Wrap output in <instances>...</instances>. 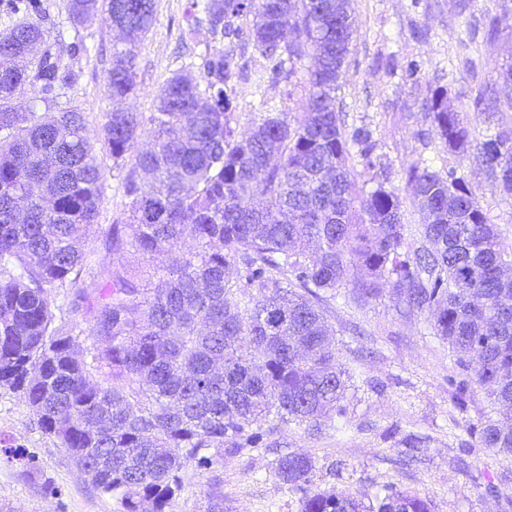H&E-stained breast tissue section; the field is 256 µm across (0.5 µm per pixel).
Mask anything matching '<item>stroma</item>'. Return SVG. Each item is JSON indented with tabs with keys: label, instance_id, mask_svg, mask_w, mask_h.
<instances>
[{
	"label": "stroma",
	"instance_id": "stroma-1",
	"mask_svg": "<svg viewBox=\"0 0 512 512\" xmlns=\"http://www.w3.org/2000/svg\"><path fill=\"white\" fill-rule=\"evenodd\" d=\"M68 0H46L43 27L50 41L80 44L70 63L77 83L63 99L85 117L92 142L103 138L104 114L112 108L106 76L117 34L101 18L82 26L68 20ZM354 21L352 51L335 92L347 130L364 127L376 143L378 165L354 166L352 193L363 197L377 184L395 188L402 200L405 244L417 248L425 218L413 200L405 171L410 165L446 171L457 168L505 249H512V197L493 187L478 145L458 155L436 136L425 102L443 89L448 107L464 125L512 127V107L473 112L477 93L497 96L505 69L512 67V0H349ZM193 0H155V20L138 47L137 87L129 110L150 115L166 81L180 69L197 70L211 40L206 28L190 29ZM236 135H244L265 107L297 117L307 95L300 85L269 83L264 61L252 44L237 48ZM420 64L416 80L404 74L407 61ZM105 170L100 224L126 219L128 200L122 171L100 155ZM86 283H103L113 263L137 276L141 287L155 280L152 262L128 252L114 256L102 239L86 245ZM367 273L352 265L347 281L323 307L339 361L354 374L347 416L319 436L289 425L271 437L269 450L215 459L208 469L187 466L185 490L171 512H206L208 494L219 491L224 512H300L295 495L274 475L279 455H307L313 487L368 501L392 484L431 499L434 512H512V460L479 447L470 424L492 414L486 389L472 387L457 407L448 383L455 372L447 343L434 336L425 313L398 307L390 290L357 305L350 296ZM424 437L415 457L403 440ZM0 505L13 512H122L117 499L101 494L56 440L46 434L20 394L0 389Z\"/></svg>",
	"mask_w": 512,
	"mask_h": 512
}]
</instances>
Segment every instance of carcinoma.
I'll list each match as a JSON object with an SVG mask.
<instances>
[{
  "mask_svg": "<svg viewBox=\"0 0 512 512\" xmlns=\"http://www.w3.org/2000/svg\"><path fill=\"white\" fill-rule=\"evenodd\" d=\"M4 7L19 21L0 32V59L28 54L35 66L0 64V388L22 395L98 491L117 497L122 512L146 504L170 512L187 465L207 468L226 452L263 448L284 425L320 434L331 413L345 414L350 376L321 302L347 280L353 258L369 276L354 299L388 287L408 309L430 315L434 335L472 370L448 378L457 403L477 384L499 409L500 418L471 426L470 435L512 456V279L503 276L512 252L453 167L444 175L408 170L427 215L425 244L412 251L404 250L395 191L380 183L364 198L351 196L350 146L368 171L378 157L368 130L346 137L334 105L353 38L348 0H200L209 32L228 45L208 48L203 76L174 73L147 117L125 103L154 0H68L74 26L100 13L125 28L106 78L112 111L103 148L112 168L126 170L129 216L106 227L98 223L104 169L85 118L59 107L78 80L64 56L80 46L63 53L49 43L44 0ZM248 16L251 23H239ZM244 41L275 81H292L307 57L311 64L303 119L270 112L238 139L235 47ZM28 87L54 111H18L12 101ZM428 110L445 145L465 150L471 132L443 94ZM143 134L153 147L128 168ZM479 150L493 185L512 196V128L488 132ZM140 170L152 176L148 191ZM92 233L114 254L165 255L168 264L155 268L158 284L148 291L124 266L112 267L97 289L86 345L55 326L56 296L72 290L74 311L87 299L80 277ZM236 267L244 288L229 278ZM104 368L107 385L92 379ZM274 473L299 496L300 512H432L431 500L395 486L366 504L315 491L312 461L298 453L280 456Z\"/></svg>",
  "mask_w": 512,
  "mask_h": 512,
  "instance_id": "carcinoma-1",
  "label": "carcinoma"
}]
</instances>
